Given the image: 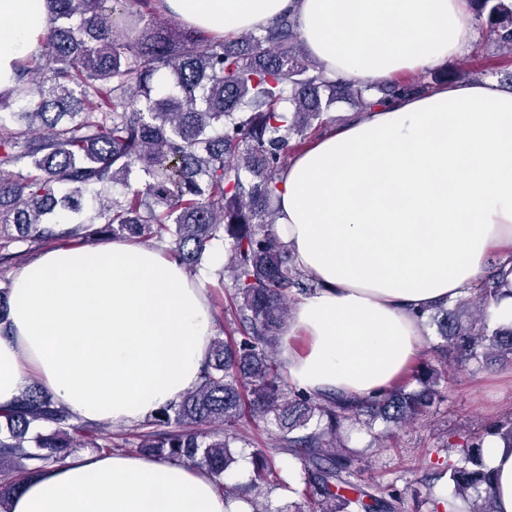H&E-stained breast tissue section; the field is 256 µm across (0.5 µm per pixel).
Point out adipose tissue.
<instances>
[{"mask_svg":"<svg viewBox=\"0 0 512 512\" xmlns=\"http://www.w3.org/2000/svg\"><path fill=\"white\" fill-rule=\"evenodd\" d=\"M195 29L259 32L291 12L326 76L365 87L469 51L465 0H161ZM49 28L45 0H0V89ZM276 231L317 286L296 304L286 351L297 390L384 394L426 348L425 319L512 259V90L442 83L330 128L280 175ZM0 336V408L38 382L84 422L125 427L194 389L212 315L201 281L130 241L61 246L13 278ZM499 512L512 451L487 438ZM0 512H252L206 472L87 452L21 481Z\"/></svg>","mask_w":512,"mask_h":512,"instance_id":"1","label":"adipose tissue"}]
</instances>
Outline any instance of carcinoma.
Segmentation results:
<instances>
[{
  "label": "carcinoma",
  "mask_w": 512,
  "mask_h": 512,
  "mask_svg": "<svg viewBox=\"0 0 512 512\" xmlns=\"http://www.w3.org/2000/svg\"><path fill=\"white\" fill-rule=\"evenodd\" d=\"M481 29L512 53V0H469ZM151 23L129 41L134 7ZM53 26L40 50L20 65L17 85L0 91V324L7 322L11 243L40 247L106 239L168 243L169 254L198 273L210 247L229 241L218 271L232 282L225 322L237 338H212L201 381L182 400L136 425L135 451L206 470L226 496L252 512L274 485L273 456L300 465L304 502L286 512H398L401 496L350 481L356 459L344 426L372 430L377 420L404 427L442 398L441 372L424 362L385 395L355 401L308 396L288 387L278 359L290 290L317 283L291 260L275 231L279 174L291 151L309 144L316 122L340 100L361 112L418 94L429 84L397 79L365 90L325 78L295 20L284 15L256 35L214 39L155 7V0H47ZM512 280L489 275L480 287L430 316L442 342L431 347L446 366L512 362V327L490 324L488 309ZM274 422V446L252 452L246 484H224L229 448L244 423ZM89 429L39 385L0 410V502L19 480L63 462ZM496 436L512 448V412L482 433L447 443L460 459L436 473L452 486L457 512H497L483 445Z\"/></svg>",
  "instance_id": "1"
}]
</instances>
